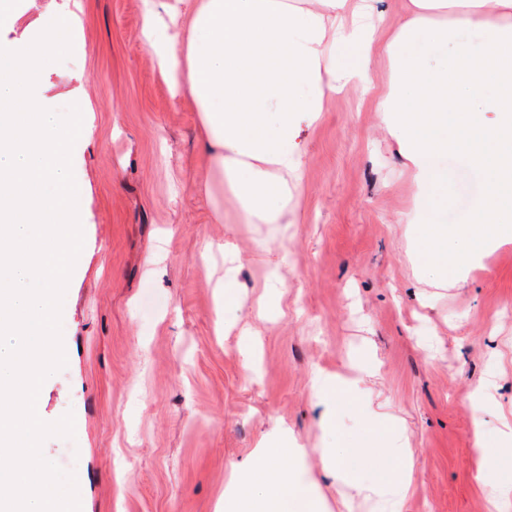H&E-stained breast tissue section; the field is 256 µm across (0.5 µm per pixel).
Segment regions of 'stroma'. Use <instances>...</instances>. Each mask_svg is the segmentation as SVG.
<instances>
[{"label": "stroma", "mask_w": 512, "mask_h": 512, "mask_svg": "<svg viewBox=\"0 0 512 512\" xmlns=\"http://www.w3.org/2000/svg\"><path fill=\"white\" fill-rule=\"evenodd\" d=\"M70 58L41 88L58 111L93 109L72 153L84 246L61 312L66 366L46 379L41 419L75 417L43 456L75 472L81 512H217L231 465L279 426L320 512H375L328 477L319 449L357 460L366 409L388 398L416 464L404 512H491L473 430L512 420V243L442 284L408 257L409 176L370 99L339 92L303 129V191L284 224H246L144 38V0H82ZM238 308L225 310L224 270ZM278 276L281 312L258 316ZM258 332L246 369L243 328ZM369 354L372 390L320 426L314 375ZM486 397L474 403L475 388Z\"/></svg>", "instance_id": "obj_1"}]
</instances>
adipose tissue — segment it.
I'll use <instances>...</instances> for the list:
<instances>
[{"label":"adipose tissue","mask_w":512,"mask_h":512,"mask_svg":"<svg viewBox=\"0 0 512 512\" xmlns=\"http://www.w3.org/2000/svg\"><path fill=\"white\" fill-rule=\"evenodd\" d=\"M186 37H157L161 12L151 7L145 38L157 67L201 114L202 142L229 177L249 224H284L301 186L304 127L320 120L333 94L367 78L375 42H382L392 78L376 94L375 110L398 145L410 175V209L417 227L414 258L443 281L457 280L488 247L512 239V0H406L390 21L371 0H185ZM453 157L475 192L456 217L448 215ZM319 373L315 397L326 406L350 402L373 374ZM390 410L367 414L373 456L400 458L402 468L376 486L336 449L319 454L330 477L373 498L380 512H403L413 459ZM479 477L493 512H512V485L492 473L495 451L476 434ZM305 448L280 428L233 468L224 504L234 512H317L312 484L281 458Z\"/></svg>","instance_id":"obj_1"}]
</instances>
